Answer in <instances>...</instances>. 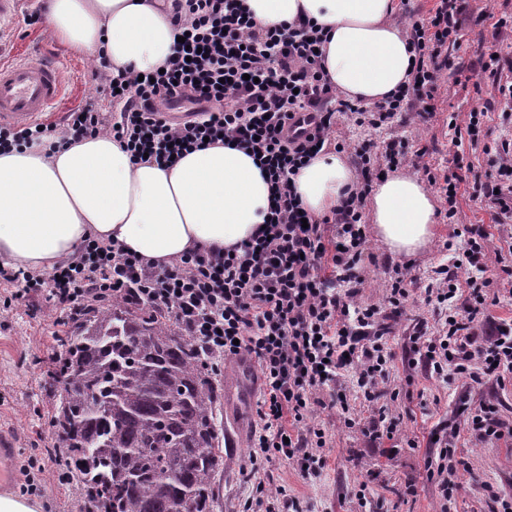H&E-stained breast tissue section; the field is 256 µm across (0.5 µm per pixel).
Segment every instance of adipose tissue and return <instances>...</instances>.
<instances>
[{
	"mask_svg": "<svg viewBox=\"0 0 512 512\" xmlns=\"http://www.w3.org/2000/svg\"><path fill=\"white\" fill-rule=\"evenodd\" d=\"M262 27L299 19L323 28L322 66L345 98L372 104L409 80L412 55L393 17L398 0H242ZM48 29L74 50L104 53L113 75L150 73L175 49L167 0H42ZM356 181L344 154L324 150L294 178L301 206L319 217ZM270 185L244 150L215 145L172 167L132 163L107 135L48 154L0 152V265L47 271L91 236L115 239L149 261L192 247L249 239L269 209ZM374 236L410 256L435 236L436 202L419 178L387 174L369 198Z\"/></svg>",
	"mask_w": 512,
	"mask_h": 512,
	"instance_id": "ef3b65f1",
	"label": "adipose tissue"
}]
</instances>
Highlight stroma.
Returning <instances> with one entry per match:
<instances>
[{"label":"stroma","instance_id":"stroma-1","mask_svg":"<svg viewBox=\"0 0 512 512\" xmlns=\"http://www.w3.org/2000/svg\"><path fill=\"white\" fill-rule=\"evenodd\" d=\"M512 39L510 32H498L491 22L468 21L461 33V46L452 50L454 64L444 77L434 105L436 115L420 128L399 124L371 133L350 123L338 130L351 141L369 138L381 142L406 136L429 151L428 161L434 168H453L455 158L472 166V180L464 181L457 195L456 214L446 217L445 207H438V224L434 240L427 249L410 256L390 254L375 238H368L359 265L360 281L356 302L367 307L386 300L395 267L409 268L418 280L411 289L407 309L400 321L393 323L386 338L393 354L388 368V396L383 397L389 416L398 426L392 438L372 441L367 433L375 407L359 398L353 377H346L344 389L356 418L355 427L343 424L341 410L312 406L308 423L324 430L327 444L322 448V466L312 474L301 471L296 461H252L251 435L256 421V401L260 381L256 365L239 374L238 360L224 363L225 381L242 378L250 392L238 410L225 411L223 428L230 431L235 443L224 448V471L221 475L217 512H241L250 495L254 479L264 480L269 488L285 486L303 498L308 512H492L486 486L499 489L512 498V440L482 443L470 433L461 432L455 442L454 455L462 462L453 480L455 490L441 497L438 488L427 478V463L436 458L435 436L445 423L462 421L463 408L476 407L486 400L494 404L501 418L512 420V385L497 387L492 383L473 382L460 374L442 379L425 373L422 366L412 365L409 336L417 322L426 323L429 332L441 330L446 310L428 304L424 285L434 282L436 270L451 264L453 252L465 245L455 231L464 224H482L488 230L483 248L492 263L485 275L482 292L487 300L486 314L500 323H512V279L495 265L494 258L512 244V223H495L491 214L471 197L473 180L489 181L496 175L489 164V148L495 147L502 133L499 113L485 117L475 142H459L448 127L449 113L466 120L469 112L480 108L484 99L496 96L492 84L481 91L465 87L470 68L481 51L495 41ZM33 41L40 52L55 56L65 73V91L49 119L61 121L64 114L77 106L94 103L102 111L119 113V103L100 99L91 80L94 57L76 53L55 39L46 28L27 26L24 21L0 32V41L13 45ZM56 316L45 298L36 305L0 307V435L15 445L17 460L52 450L54 436L49 426L53 406L52 393L45 377L44 359L54 351L52 334ZM41 494L33 496L38 512H79L81 493L78 484L59 485L56 467L46 463L37 475Z\"/></svg>","mask_w":512,"mask_h":512}]
</instances>
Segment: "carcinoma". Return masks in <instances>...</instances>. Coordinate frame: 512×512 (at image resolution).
Instances as JSON below:
<instances>
[{
    "mask_svg": "<svg viewBox=\"0 0 512 512\" xmlns=\"http://www.w3.org/2000/svg\"><path fill=\"white\" fill-rule=\"evenodd\" d=\"M163 310L130 302L67 322L49 425L85 512H214L224 381Z\"/></svg>",
    "mask_w": 512,
    "mask_h": 512,
    "instance_id": "cac0c4a2",
    "label": "carcinoma"
}]
</instances>
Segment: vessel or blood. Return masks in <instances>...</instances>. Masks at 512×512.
Segmentation results:
<instances>
[{"mask_svg": "<svg viewBox=\"0 0 512 512\" xmlns=\"http://www.w3.org/2000/svg\"><path fill=\"white\" fill-rule=\"evenodd\" d=\"M62 90L57 61L33 52L0 50V125L24 127L41 121Z\"/></svg>", "mask_w": 512, "mask_h": 512, "instance_id": "b4317fda", "label": "vessel or blood"}]
</instances>
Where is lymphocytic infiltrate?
<instances>
[{
	"label": "lymphocytic infiltrate",
	"mask_w": 512,
	"mask_h": 512,
	"mask_svg": "<svg viewBox=\"0 0 512 512\" xmlns=\"http://www.w3.org/2000/svg\"><path fill=\"white\" fill-rule=\"evenodd\" d=\"M469 2L436 0L427 17L410 22L411 78L385 102L370 105L343 98L327 81L318 52L324 34L315 25L262 28L239 0H172L174 24L186 38L164 72L146 80L135 72L116 79L103 59L92 71L97 93L122 103L119 117L88 103L69 110L59 124L0 125V149L40 145L54 151L107 134L133 161L168 166L208 143L233 145L253 157L271 186L273 204L263 229L233 247L193 248L157 264L118 241L91 236L51 271L0 267L7 302L29 303L43 294L63 318L124 299L166 311L201 343L213 364L240 356L254 360L261 380L254 458L317 463L326 435L305 425L314 391L336 387L349 374L366 402L384 397L382 376L393 360L384 338L409 297L408 276L400 272L384 307L353 303L367 242L363 207L372 175L383 165L424 167L427 154L405 138L383 142L377 154L368 140L333 141L337 118L348 116L372 130L397 120L426 123L452 65L448 49L458 46L470 17ZM181 101L196 104V111L187 120L170 118L168 105ZM328 146L350 151L361 178L331 214L309 217L293 177ZM494 165L496 179L474 183L473 196L503 224L512 221V138L501 139ZM462 233L467 250L452 266L439 268L438 287L425 289L437 303H453L460 285L476 287L486 268L480 251L485 226L470 224ZM338 278L347 283L345 292H336ZM413 341L432 372L450 370L499 386L512 381V324L491 321L484 296L449 312L439 335L418 325ZM464 429L482 442L512 437V423L500 419L494 405L479 404L438 440L441 492L453 488L457 467L448 450Z\"/></svg>",
	"instance_id": "obj_1"
}]
</instances>
